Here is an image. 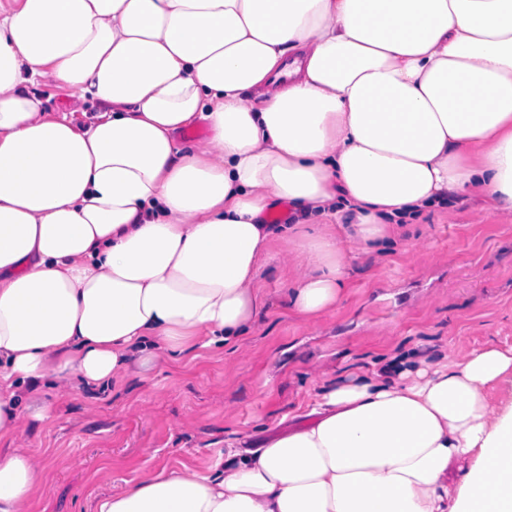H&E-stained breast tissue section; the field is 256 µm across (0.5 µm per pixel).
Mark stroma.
I'll list each match as a JSON object with an SVG mask.
<instances>
[{"label":"stroma","instance_id":"obj_1","mask_svg":"<svg viewBox=\"0 0 512 512\" xmlns=\"http://www.w3.org/2000/svg\"><path fill=\"white\" fill-rule=\"evenodd\" d=\"M346 264L347 295L316 320L292 313L271 266L240 349L186 367L151 361L111 393L46 389L45 418L22 437L43 461L32 512H94L96 494L183 463L213 474L231 432L258 442L296 427L321 387L381 371L386 356L410 349L431 363L512 346V215L487 218L478 198L424 213L391 250Z\"/></svg>","mask_w":512,"mask_h":512}]
</instances>
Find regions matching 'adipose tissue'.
I'll return each mask as SVG.
<instances>
[{"mask_svg":"<svg viewBox=\"0 0 512 512\" xmlns=\"http://www.w3.org/2000/svg\"><path fill=\"white\" fill-rule=\"evenodd\" d=\"M48 84L96 114L46 112ZM459 196L512 214V0H0V438L43 418L46 387L240 348L269 264L317 318L347 254ZM385 363L300 428L228 439L214 474L95 512H512V404L490 403L512 348ZM41 472L0 454V512H30Z\"/></svg>","mask_w":512,"mask_h":512,"instance_id":"obj_1","label":"adipose tissue"}]
</instances>
